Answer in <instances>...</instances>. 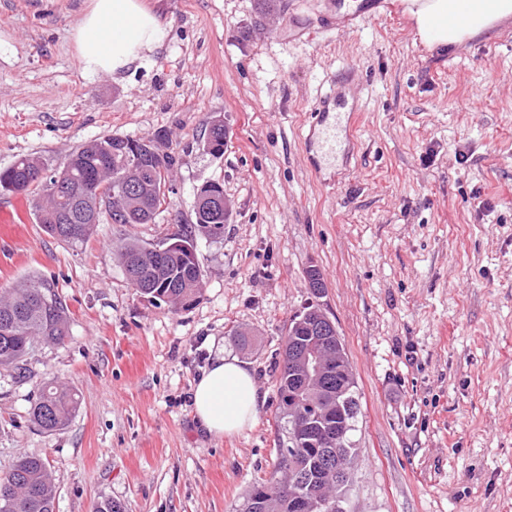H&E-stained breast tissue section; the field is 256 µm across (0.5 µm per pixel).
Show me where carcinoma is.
<instances>
[{
  "mask_svg": "<svg viewBox=\"0 0 512 512\" xmlns=\"http://www.w3.org/2000/svg\"><path fill=\"white\" fill-rule=\"evenodd\" d=\"M130 137L107 135L82 144L69 160L79 171L93 174L106 181L120 173L124 142ZM49 168L40 157L20 156L10 166L0 170V190L12 192L29 182L33 173ZM38 223L44 231L72 247L83 244L92 234V224H64L66 213L77 217L91 206L79 199L74 203L59 200L41 188L29 190ZM148 203L128 209L122 220L112 223L151 224L157 213ZM195 225L207 235L219 238L224 223H215L205 215ZM151 244L127 239L113 245L125 269L139 285L137 292L156 301L186 308L199 292L201 271L198 263L182 256L169 254L157 263L152 260ZM69 332V313L46 279L33 278L18 288L0 289V369L18 380L27 378V356L41 344L59 343ZM80 407L79 395L58 380L49 379L30 407L32 423L39 429L52 432L69 423ZM288 456L300 465L295 472L284 458H279L271 480L259 483L249 492L243 512H294L289 501L298 494L324 499L317 512H332L336 503V488L323 480L318 459L321 451L304 443L283 440ZM56 486L49 462L41 456L23 453L10 469L0 475V512H55Z\"/></svg>",
  "mask_w": 512,
  "mask_h": 512,
  "instance_id": "1",
  "label": "carcinoma"
}]
</instances>
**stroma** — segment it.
<instances>
[{
  "label": "stroma",
  "mask_w": 512,
  "mask_h": 512,
  "mask_svg": "<svg viewBox=\"0 0 512 512\" xmlns=\"http://www.w3.org/2000/svg\"><path fill=\"white\" fill-rule=\"evenodd\" d=\"M159 48L115 76L85 73L73 30L88 0H0V169L60 166L84 142L164 135L177 163L151 224H96L77 247L32 205L1 224L14 258L0 288L53 282L69 336L0 374V473L46 458L56 512H241L272 476L277 391L295 314L320 305L352 367L359 414L345 512H512V19L431 47L404 0L344 26L338 0H150ZM354 105L344 177L311 170L307 136L329 91ZM224 122L223 154L203 149ZM231 203L223 237L196 234L202 275L186 309L126 280L112 245L157 244L195 223L199 189ZM324 287L313 294L309 269ZM252 343L240 348L235 332ZM264 398L240 435L199 434L193 385L217 351ZM58 378L82 396L67 426L29 410Z\"/></svg>",
  "instance_id": "35a3bbf8"
}]
</instances>
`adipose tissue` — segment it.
Instances as JSON below:
<instances>
[{
	"mask_svg": "<svg viewBox=\"0 0 512 512\" xmlns=\"http://www.w3.org/2000/svg\"><path fill=\"white\" fill-rule=\"evenodd\" d=\"M407 11L422 40L448 47L511 17L512 0H407ZM163 36L158 14L142 0H91L75 28L74 43L85 72L113 76L156 49ZM262 404L248 365L220 352L193 387V420L209 437L250 428Z\"/></svg>",
	"mask_w": 512,
	"mask_h": 512,
	"instance_id": "ef3b65f1",
	"label": "adipose tissue"
}]
</instances>
